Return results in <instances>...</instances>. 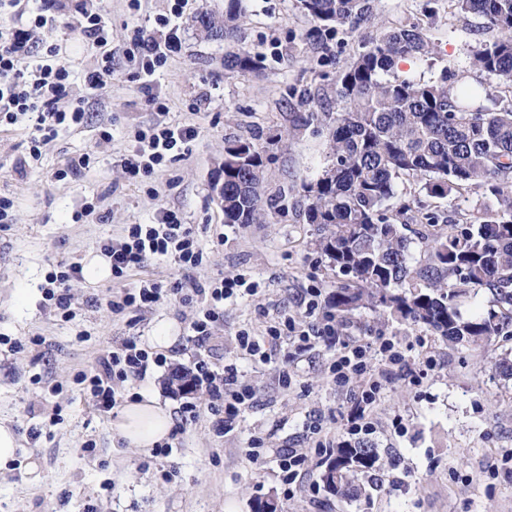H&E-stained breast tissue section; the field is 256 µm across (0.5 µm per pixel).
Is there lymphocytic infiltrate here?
<instances>
[{
	"label": "lymphocytic infiltrate",
	"mask_w": 512,
	"mask_h": 512,
	"mask_svg": "<svg viewBox=\"0 0 512 512\" xmlns=\"http://www.w3.org/2000/svg\"><path fill=\"white\" fill-rule=\"evenodd\" d=\"M0 0V130L18 126L28 130L29 148L22 166L38 162L41 147L54 139L59 130L85 125L89 119L88 105L112 78V22L100 0ZM188 0H173L168 15L158 17L166 27L164 40H156L146 29L136 28L131 46L142 61L145 79H152L158 66L181 48L176 31L177 21L185 13ZM73 15L79 22V33L95 52L97 64L84 80L82 91H75L72 70L58 58L59 48L51 32L59 19ZM192 124L159 123L137 131V145L132 154L121 156L120 165L129 179L142 181L161 171L166 163L185 158L199 137ZM98 247L112 262V277L123 280L132 271L142 268L151 259H171L183 270L199 266L203 260L200 240L191 225L185 224L180 212L161 205L153 223L131 224L117 237L99 241ZM234 281L217 276L200 283L187 278L162 287L158 282L143 279L134 287L113 295L106 306L111 313H135L173 296L182 300L199 299L203 306L190 323L198 342L212 336V326L224 315V301L234 293ZM307 345L310 334L297 330L294 317H286L266 335L240 333L238 346L249 356L270 360L269 349L281 341ZM367 349L344 346L331 360L328 372L337 385L344 386L361 378L366 382L360 400L370 405L381 385L366 363ZM142 347L137 337H127L120 346L102 355L96 367L80 374L78 384L84 386L95 408L103 413L114 410L117 394L124 383L143 378L150 364H161ZM193 385H206L212 404L210 410L220 428H229L250 408L256 391L240 384L236 368L225 367L223 375H215L208 362L199 361L189 378Z\"/></svg>",
	"instance_id": "f902f5d3"
}]
</instances>
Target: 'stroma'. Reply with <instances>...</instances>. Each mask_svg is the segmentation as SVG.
Here are the masks:
<instances>
[{"instance_id":"obj_1","label":"stroma","mask_w":512,"mask_h":512,"mask_svg":"<svg viewBox=\"0 0 512 512\" xmlns=\"http://www.w3.org/2000/svg\"><path fill=\"white\" fill-rule=\"evenodd\" d=\"M112 43L135 28L156 38V24L170 0H106ZM365 18L334 31L316 29L297 0H245L237 24L240 38H204L191 19L223 11L224 0H190L180 19L181 50L153 77V91L168 106L146 102L138 61L116 54L111 81L101 90L85 127L61 131L42 149L36 168L18 173L27 133L0 135V193L16 198L15 220L0 231V421L10 424L23 449L21 462L0 475V512H255L274 501L278 512H512V468L501 457L512 451V380L496 369L512 359V338L452 345L421 325L385 321L367 308L335 318L336 341L305 350L278 346L266 363L243 357L237 336L265 335L283 315L298 327L321 321L302 315L308 291L326 290L336 271L311 247L304 186L327 161L328 129L309 121L310 112L336 109V73L361 50L372 31L417 26L435 43L433 59L400 64L399 73L437 78L454 64L468 68L473 53L492 37L480 16L457 13L450 0H369ZM241 50L254 56L251 72L228 71L224 56ZM321 91L322 101L307 95ZM160 121L193 124L201 134L189 155L142 183L127 181L118 159L129 154L138 128ZM112 141L100 143L101 130ZM247 139L266 158L263 215L257 224H228L213 192L224 142ZM93 152L90 167L57 179L66 158ZM96 210L82 214L83 203ZM179 209L184 223L203 230L204 260L193 278L216 275L241 280L224 301V320L210 341L196 345L190 322L197 305L168 297L135 318L110 313L114 282L71 281L73 317L62 318L43 294L46 278L62 262L84 263L100 240L125 225L148 224L160 204ZM431 209L453 219H475L494 204L468 192L430 199ZM107 221H99V213ZM175 323L179 340L164 352L163 366L121 390L123 400L155 394L171 410L184 402L197 415L169 437L168 457L126 446L112 429L113 416L96 410L78 375L90 372L104 350L128 336L146 341L163 322ZM392 339L411 374L387 371L373 348ZM370 345L368 367L387 371L364 438L378 448L377 466L361 477L362 494L338 499L320 480L330 449L351 441L347 418L361 382L337 387L327 372L336 343ZM288 356L290 387L278 382V359ZM214 370L232 365L257 396L242 422L217 431L205 388L179 393L175 368L191 370L198 359ZM268 454L283 448L310 450L309 474L294 495L284 496L271 466L246 458L252 435ZM327 450L313 455L318 438ZM95 449L87 453L85 442ZM36 463L28 474L27 463Z\"/></svg>"}]
</instances>
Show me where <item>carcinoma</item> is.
<instances>
[{
	"instance_id": "carcinoma-1",
	"label": "carcinoma",
	"mask_w": 512,
	"mask_h": 512,
	"mask_svg": "<svg viewBox=\"0 0 512 512\" xmlns=\"http://www.w3.org/2000/svg\"><path fill=\"white\" fill-rule=\"evenodd\" d=\"M320 28L334 30L366 12V0H298ZM460 14H477L495 33L470 68L444 67L437 80L401 76L402 58L436 54L416 26L377 33L336 74V111L312 112L329 128L328 159L305 185L306 223L314 250L341 279L329 296L332 314L369 307L400 322L423 324L454 344H480L512 334V0H451ZM243 0H225L224 13L202 12L194 26L212 40L238 37ZM224 68L252 71L247 52L224 56ZM508 82L509 94L477 81L479 74ZM265 161L257 145L224 141V223L261 218L258 189ZM418 179L429 197L466 188L492 197L486 218L454 225L420 242L404 230L435 226L440 216L416 198L398 195L397 180ZM398 209L389 214V203ZM481 292L491 307L465 318L460 299ZM379 461L368 441L342 444L321 481L338 498L354 499L357 483Z\"/></svg>"
}]
</instances>
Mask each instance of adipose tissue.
Here are the masks:
<instances>
[{"mask_svg": "<svg viewBox=\"0 0 512 512\" xmlns=\"http://www.w3.org/2000/svg\"><path fill=\"white\" fill-rule=\"evenodd\" d=\"M173 422L165 405L144 396L126 403L118 412L113 429L128 447L142 450L167 440Z\"/></svg>", "mask_w": 512, "mask_h": 512, "instance_id": "ef3b65f1", "label": "adipose tissue"}]
</instances>
